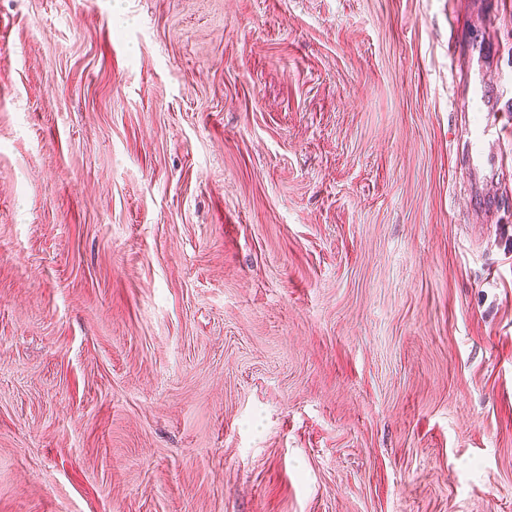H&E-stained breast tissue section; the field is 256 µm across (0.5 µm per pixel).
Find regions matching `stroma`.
<instances>
[{"instance_id":"stroma-1","label":"stroma","mask_w":512,"mask_h":512,"mask_svg":"<svg viewBox=\"0 0 512 512\" xmlns=\"http://www.w3.org/2000/svg\"><path fill=\"white\" fill-rule=\"evenodd\" d=\"M512 0H0V512H512ZM504 126H495L494 129L487 124L482 127L480 134L471 140V164L469 166L472 176V186L476 185V178L481 171L490 161V156L487 155L483 148L484 138L488 134H496L498 137L501 135ZM495 130V131H493Z\"/></svg>"}]
</instances>
